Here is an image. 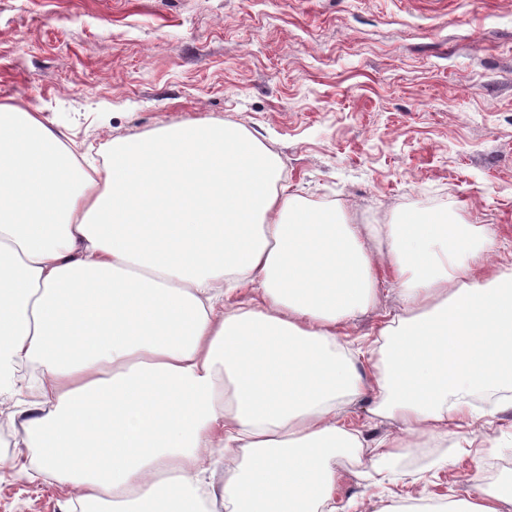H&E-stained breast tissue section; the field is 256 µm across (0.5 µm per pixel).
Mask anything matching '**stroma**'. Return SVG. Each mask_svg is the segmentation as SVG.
I'll return each mask as SVG.
<instances>
[{
    "label": "stroma",
    "mask_w": 512,
    "mask_h": 512,
    "mask_svg": "<svg viewBox=\"0 0 512 512\" xmlns=\"http://www.w3.org/2000/svg\"><path fill=\"white\" fill-rule=\"evenodd\" d=\"M39 113L76 156L183 122L243 125L303 208L349 224L489 225L512 266V0H0V104ZM478 455L396 456L393 484L340 458L345 512L512 482V410ZM0 512H64L36 449L0 419Z\"/></svg>",
    "instance_id": "obj_1"
}]
</instances>
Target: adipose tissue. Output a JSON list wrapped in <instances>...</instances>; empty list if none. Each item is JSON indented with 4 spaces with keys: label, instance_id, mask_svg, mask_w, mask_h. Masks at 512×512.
<instances>
[{
    "label": "adipose tissue",
    "instance_id": "1",
    "mask_svg": "<svg viewBox=\"0 0 512 512\" xmlns=\"http://www.w3.org/2000/svg\"><path fill=\"white\" fill-rule=\"evenodd\" d=\"M101 156L84 168L38 113L0 104V414L72 502L338 512L337 456L444 448L512 409V268L490 263V227L306 212L277 156L223 122ZM388 283L375 348H347ZM369 395L397 433L346 428Z\"/></svg>",
    "mask_w": 512,
    "mask_h": 512
}]
</instances>
